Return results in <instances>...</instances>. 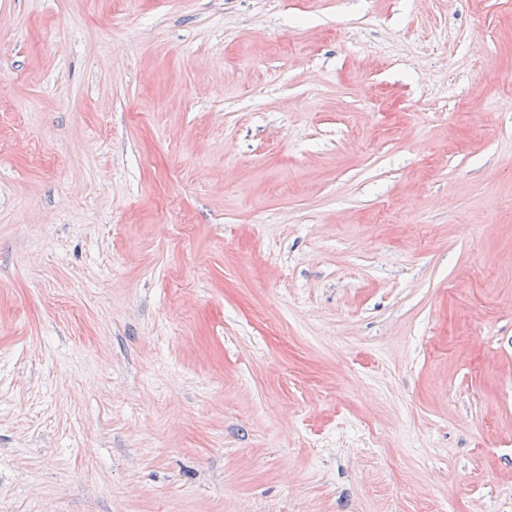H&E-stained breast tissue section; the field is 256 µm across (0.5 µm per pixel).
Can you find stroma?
I'll return each mask as SVG.
<instances>
[{
    "label": "stroma",
    "instance_id": "obj_1",
    "mask_svg": "<svg viewBox=\"0 0 512 512\" xmlns=\"http://www.w3.org/2000/svg\"><path fill=\"white\" fill-rule=\"evenodd\" d=\"M0 512H512V0H0Z\"/></svg>",
    "mask_w": 512,
    "mask_h": 512
}]
</instances>
